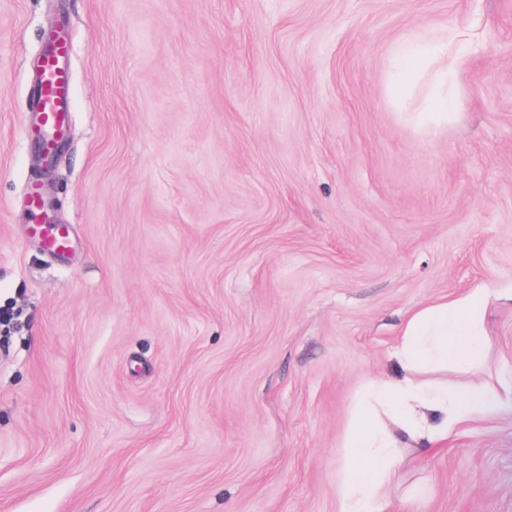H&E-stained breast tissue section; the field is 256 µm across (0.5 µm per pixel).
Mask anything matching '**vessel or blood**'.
I'll return each mask as SVG.
<instances>
[{
  "label": "vessel or blood",
  "mask_w": 512,
  "mask_h": 512,
  "mask_svg": "<svg viewBox=\"0 0 512 512\" xmlns=\"http://www.w3.org/2000/svg\"><path fill=\"white\" fill-rule=\"evenodd\" d=\"M69 53V43L54 44L42 59L41 82L33 89L40 116L38 129L44 149L49 153L53 152L58 138L64 134L69 120L70 71L66 64ZM28 202L31 228L44 247L54 254L68 253L72 248L70 234L65 226L45 221L43 198L37 190H30Z\"/></svg>",
  "instance_id": "vessel-or-blood-1"
}]
</instances>
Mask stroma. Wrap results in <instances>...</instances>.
<instances>
[{"label": "stroma", "instance_id": "stroma-1", "mask_svg": "<svg viewBox=\"0 0 512 512\" xmlns=\"http://www.w3.org/2000/svg\"><path fill=\"white\" fill-rule=\"evenodd\" d=\"M73 43L67 140L30 93ZM462 34L443 85L397 49ZM450 94L453 116L427 121ZM75 239L31 236L27 188ZM486 289L512 384V0H0V512H338L406 315ZM512 512V413L398 469Z\"/></svg>", "mask_w": 512, "mask_h": 512}]
</instances>
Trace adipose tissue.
Segmentation results:
<instances>
[{
	"mask_svg": "<svg viewBox=\"0 0 512 512\" xmlns=\"http://www.w3.org/2000/svg\"><path fill=\"white\" fill-rule=\"evenodd\" d=\"M484 289L423 305L406 319L395 351L397 370L373 378L357 402L344 446L339 512H383L382 489L403 449L428 453L459 425L512 410V389L499 391L442 379L472 372L488 356Z\"/></svg>",
	"mask_w": 512,
	"mask_h": 512,
	"instance_id": "ef3b65f1",
	"label": "adipose tissue"
}]
</instances>
